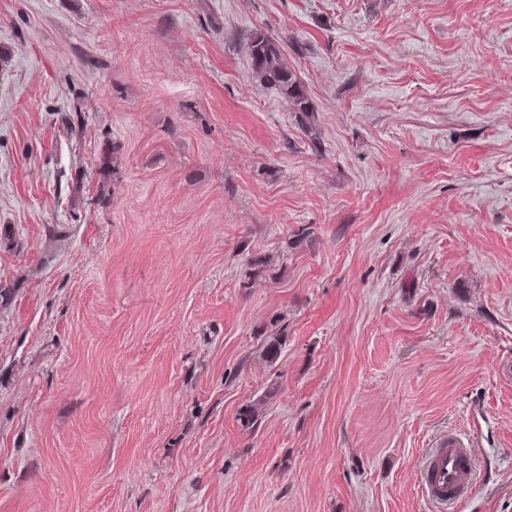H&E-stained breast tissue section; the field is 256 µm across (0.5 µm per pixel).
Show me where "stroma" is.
Wrapping results in <instances>:
<instances>
[{
	"instance_id": "obj_1",
	"label": "stroma",
	"mask_w": 512,
	"mask_h": 512,
	"mask_svg": "<svg viewBox=\"0 0 512 512\" xmlns=\"http://www.w3.org/2000/svg\"><path fill=\"white\" fill-rule=\"evenodd\" d=\"M451 431L512 512V0H0V512H440ZM249 59L254 77L285 95L292 112L306 121L310 112L303 84L297 74L281 62L279 48L259 34L250 41Z\"/></svg>"
}]
</instances>
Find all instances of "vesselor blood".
I'll return each mask as SVG.
<instances>
[{"label":"vessel or blood","instance_id":"vessel-or-blood-1","mask_svg":"<svg viewBox=\"0 0 512 512\" xmlns=\"http://www.w3.org/2000/svg\"><path fill=\"white\" fill-rule=\"evenodd\" d=\"M420 465L421 492L436 504L464 503L475 489L472 457L456 435H449L424 453Z\"/></svg>","mask_w":512,"mask_h":512}]
</instances>
